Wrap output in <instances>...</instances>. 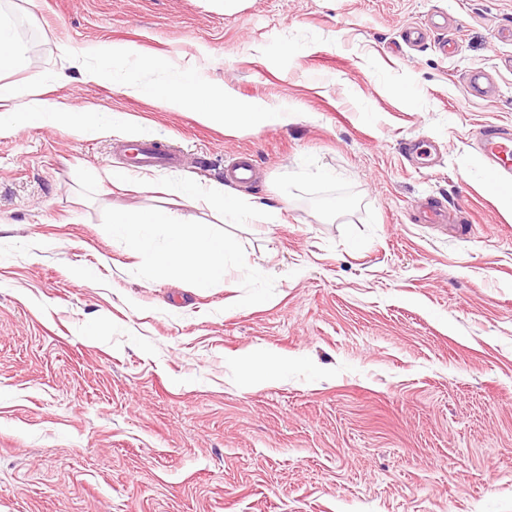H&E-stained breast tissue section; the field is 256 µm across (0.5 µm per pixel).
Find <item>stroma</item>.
I'll use <instances>...</instances> for the list:
<instances>
[{"instance_id":"35a3bbf8","label":"stroma","mask_w":512,"mask_h":512,"mask_svg":"<svg viewBox=\"0 0 512 512\" xmlns=\"http://www.w3.org/2000/svg\"><path fill=\"white\" fill-rule=\"evenodd\" d=\"M224 2L0 0L31 59L0 84L130 114L181 155L131 171L121 133L0 137V512H512V175L491 188L474 147L512 123V0ZM63 43L189 63L292 118L206 126L86 80ZM475 68L488 96L464 91ZM415 137L435 154L408 161ZM243 153L234 193L278 222L160 191ZM429 200L448 226L418 222ZM156 209L237 244L223 286L112 236Z\"/></svg>"}]
</instances>
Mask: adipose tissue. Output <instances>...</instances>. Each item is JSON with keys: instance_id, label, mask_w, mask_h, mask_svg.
<instances>
[{"instance_id": "1", "label": "adipose tissue", "mask_w": 512, "mask_h": 512, "mask_svg": "<svg viewBox=\"0 0 512 512\" xmlns=\"http://www.w3.org/2000/svg\"><path fill=\"white\" fill-rule=\"evenodd\" d=\"M120 88L125 94L163 96L170 109L195 112L205 123H223L233 127L285 124L291 116L285 112L250 103L233 104L223 93L197 83L191 68L168 66L157 60L135 58L134 72L124 77ZM65 125L82 135L107 136L115 132L147 135L148 127L136 123L129 115L113 114L111 121H101L98 113L77 112L50 99L42 83L0 84V137L19 127ZM173 194L189 202L228 211L240 219L254 218L252 204L228 192L220 185L201 186L193 180L172 185ZM113 236L124 240L145 264L163 276L188 278L194 288L206 289L223 284L225 260L235 252L234 245L201 227L185 228L174 224L161 211H141L117 216L112 224Z\"/></svg>"}]
</instances>
